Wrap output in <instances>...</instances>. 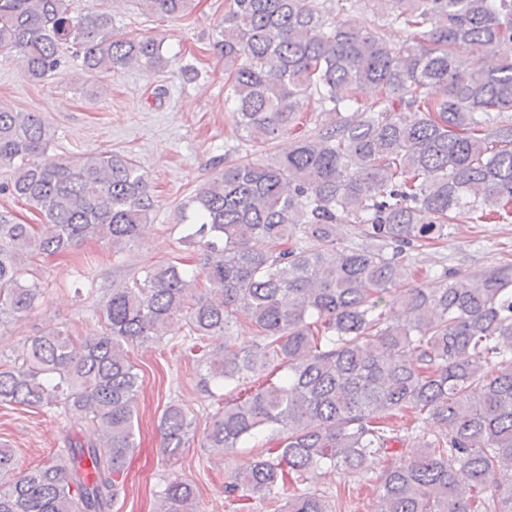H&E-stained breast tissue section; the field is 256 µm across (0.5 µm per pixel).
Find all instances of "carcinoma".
<instances>
[{
	"instance_id": "obj_1",
	"label": "carcinoma",
	"mask_w": 512,
	"mask_h": 512,
	"mask_svg": "<svg viewBox=\"0 0 512 512\" xmlns=\"http://www.w3.org/2000/svg\"><path fill=\"white\" fill-rule=\"evenodd\" d=\"M192 2L137 5L178 16ZM371 2L411 40L392 46L335 22L325 0H227L214 50L242 137L264 148L312 102L336 121L273 162L224 158L193 216L181 212L200 268L155 264L112 288L101 333L51 328L0 363V403L60 406L90 430L26 469L1 447L0 512H111L142 386L129 348L168 335L176 317L216 385L236 390L273 362L284 371L209 421L201 447L220 455L278 438L224 485L232 508L281 498L278 512H332L329 496L298 485L317 471L345 482L380 466L373 512H512V263L420 281L413 261L454 224L512 221V57L500 53L512 44V0L336 6ZM64 49L91 74L166 66L161 42L116 28L108 7L0 0V57L20 58L28 81L61 73ZM372 88L379 96L363 102ZM53 140L37 113L0 108V170L11 172L0 192L45 218L18 224L0 211V321L35 308L30 259L92 239L119 251L154 208L131 158L52 157ZM341 226L359 242L345 243ZM240 318L259 333L247 345L231 332ZM214 337L223 345L207 348ZM400 415L439 433L405 453ZM194 430L178 404L166 407L168 454L189 447ZM156 512H200L194 486L168 482Z\"/></svg>"
}]
</instances>
